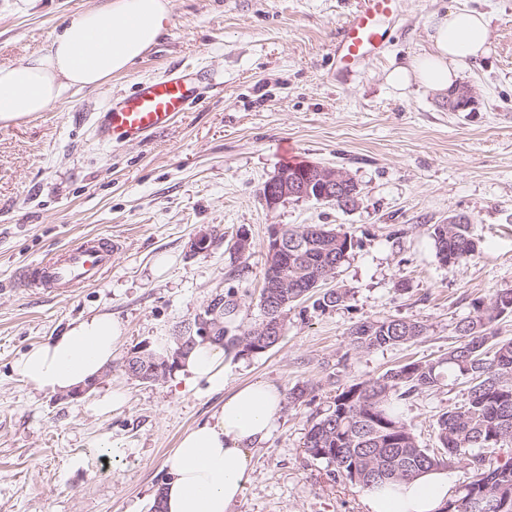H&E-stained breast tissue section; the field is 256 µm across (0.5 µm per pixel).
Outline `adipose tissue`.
Listing matches in <instances>:
<instances>
[{
	"label": "adipose tissue",
	"instance_id": "1",
	"mask_svg": "<svg viewBox=\"0 0 512 512\" xmlns=\"http://www.w3.org/2000/svg\"><path fill=\"white\" fill-rule=\"evenodd\" d=\"M169 19V0H109L71 15L44 49L0 67V123L47 111L68 90L97 87L124 73L157 44ZM427 39L426 50L388 73L389 83L448 91L470 62L489 51V20L484 13L450 7L432 14ZM121 339L111 315H95L29 348L15 371L40 391L68 394L99 378ZM233 356L204 341L175 375L174 385L223 393L224 402L211 418L185 431L166 455L167 477L156 491L163 512H232L253 471V450L278 425L284 396L276 385L255 381L225 391ZM450 496L442 471L392 488L362 490L368 512H440Z\"/></svg>",
	"mask_w": 512,
	"mask_h": 512
}]
</instances>
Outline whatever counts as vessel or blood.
I'll list each match as a JSON object with an SVG mask.
<instances>
[{
	"label": "vessel or blood",
	"mask_w": 512,
	"mask_h": 512,
	"mask_svg": "<svg viewBox=\"0 0 512 512\" xmlns=\"http://www.w3.org/2000/svg\"><path fill=\"white\" fill-rule=\"evenodd\" d=\"M395 0H358V6L336 43V68L348 72L384 43V19L394 11ZM195 78L172 68L163 75L138 82L133 95L113 99L99 138L108 144L139 139L167 128L175 117L198 99ZM115 240L90 238L60 255L32 267L29 285L54 291L82 288L97 282L112 264Z\"/></svg>",
	"instance_id": "b4317fda"
}]
</instances>
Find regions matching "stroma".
Here are the masks:
<instances>
[{"label": "stroma", "mask_w": 512, "mask_h": 512, "mask_svg": "<svg viewBox=\"0 0 512 512\" xmlns=\"http://www.w3.org/2000/svg\"><path fill=\"white\" fill-rule=\"evenodd\" d=\"M106 2L0 0V66L24 62L72 14ZM357 2L170 0L164 34L126 72L0 125V512H150L166 454L224 396L175 392L167 376L138 380L125 362L141 346L167 344L219 294H233L237 326L258 323L266 242L285 224L354 237L327 282L348 297L323 313L290 306L276 347L228 367L231 388L260 379L285 393L308 389L254 450L234 512H365L360 486L332 479L305 453L307 430L343 388L408 361L445 359L473 302L512 289V0H396L379 56L340 73L333 46ZM449 6L490 18L491 53L462 75L475 96L463 112L449 111L445 94L387 81L425 48L431 14ZM177 63L201 68L202 99L158 133L101 143L96 126L109 102ZM308 163L346 171L359 186L356 206L266 208L263 183L283 165ZM456 215L470 217L479 252L444 265L429 227ZM204 230L209 248L192 250ZM242 232L251 250L239 260ZM96 235L121 244L99 281L70 292L26 288L31 265ZM242 262L249 272L240 277ZM98 313L118 319L124 338L90 392L44 393L14 373L31 346ZM383 318L427 332L412 344L355 348L351 329ZM115 389L125 405L100 410ZM467 392L460 379L401 402L422 447H437L438 416ZM105 438L122 444L121 457L99 453Z\"/></svg>", "instance_id": "1"}]
</instances>
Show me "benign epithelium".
Here are the masks:
<instances>
[{"label":"benign epithelium","instance_id":"obj_1","mask_svg":"<svg viewBox=\"0 0 512 512\" xmlns=\"http://www.w3.org/2000/svg\"><path fill=\"white\" fill-rule=\"evenodd\" d=\"M447 101L448 111L457 112L463 103L474 102V90L468 84L459 85L448 93ZM358 195V184L345 171L317 164L310 165L309 174L304 178L293 177L288 172L279 170L264 183L260 191V198L269 209L287 199L318 200L331 204L346 201L351 206L357 202ZM285 250L283 228L272 227L266 244V266H271L272 259L279 257ZM220 321L219 307L211 302L203 312L197 314L196 326L203 337L209 338L220 327ZM184 348L183 340H175L173 347L163 358V364L152 367V370L160 376L169 373L177 367Z\"/></svg>","mask_w":512,"mask_h":512}]
</instances>
